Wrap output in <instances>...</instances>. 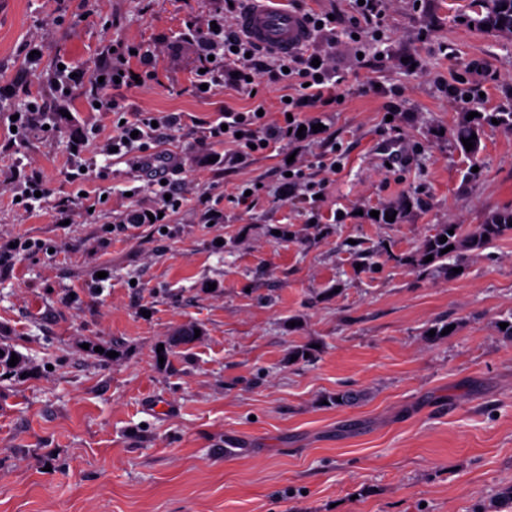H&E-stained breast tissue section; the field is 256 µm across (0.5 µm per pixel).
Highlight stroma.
Listing matches in <instances>:
<instances>
[{
    "label": "stroma",
    "instance_id": "1",
    "mask_svg": "<svg viewBox=\"0 0 512 512\" xmlns=\"http://www.w3.org/2000/svg\"><path fill=\"white\" fill-rule=\"evenodd\" d=\"M223 9L0 0V84L28 68L31 94L49 100L57 62L90 68L113 45H140L156 78L108 98L183 115L156 143L181 168L165 230L124 225V211L157 206V188L132 157L106 154L112 115L80 95L49 131L0 154V249L34 244L0 269V345L22 359L0 367V512H507L512 342L496 322L512 312V237L469 253L452 281L396 258L435 225L470 228L512 207V132L484 127L465 153L454 137L464 109L443 90L470 91L474 112H511L512 33L473 26L478 0H386L366 62L336 35L343 100L306 115L322 131L239 164L204 121L257 101L278 119L285 90L264 80L255 99L221 85L192 93L193 40ZM28 43L43 49L33 66ZM409 57L421 70L404 69ZM366 83L380 92L362 93ZM391 89L402 109L390 116ZM81 135L90 172L74 181L69 145ZM395 143L405 157L391 165ZM19 160L44 176L31 213L7 178ZM289 161L319 194L281 195ZM246 186L247 207L236 201ZM411 192L423 204L405 223L369 219ZM62 197L68 225L53 208ZM208 206L223 223H204ZM353 240L387 245L379 272L358 269ZM441 319L457 333L428 341ZM183 327L199 337L168 347ZM345 391L357 401L336 404Z\"/></svg>",
    "mask_w": 512,
    "mask_h": 512
}]
</instances>
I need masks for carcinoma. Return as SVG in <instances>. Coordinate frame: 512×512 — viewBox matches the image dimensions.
Masks as SVG:
<instances>
[{
    "mask_svg": "<svg viewBox=\"0 0 512 512\" xmlns=\"http://www.w3.org/2000/svg\"><path fill=\"white\" fill-rule=\"evenodd\" d=\"M486 14L476 20L477 26H486V30L499 33H512V0H486ZM468 113H463L455 130L456 140L468 139L477 136L473 140V149L470 153H477L480 145L479 136L484 126L492 125V119L499 121V126L512 129V112H480L473 119H467ZM420 199L408 196L402 201L379 209V217L372 218L376 224L386 223V216L395 215L394 223L402 224L412 213V208L419 205ZM454 230L449 234L448 230ZM512 235V208H501L489 212L482 223L469 229L461 224H438L433 233L425 236L414 250L399 257L397 262L405 265L421 274L432 278H456L453 269L462 267L464 255L470 252L484 250L493 242L504 236ZM447 237V241L440 242L441 237ZM453 249L446 253L441 250L448 246ZM386 250L384 245H379L371 250H357L355 254L360 260L363 270L373 273L376 266L371 258ZM432 256L433 260L425 262L424 258Z\"/></svg>",
    "mask_w": 512,
    "mask_h": 512,
    "instance_id": "1",
    "label": "carcinoma"
}]
</instances>
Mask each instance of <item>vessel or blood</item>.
<instances>
[{
  "label": "vessel or blood",
  "mask_w": 512,
  "mask_h": 512,
  "mask_svg": "<svg viewBox=\"0 0 512 512\" xmlns=\"http://www.w3.org/2000/svg\"><path fill=\"white\" fill-rule=\"evenodd\" d=\"M236 24L250 41L278 55L299 51L313 37L305 16L278 7L276 0H252Z\"/></svg>",
  "instance_id": "obj_1"
}]
</instances>
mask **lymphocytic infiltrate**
Segmentation results:
<instances>
[{"label": "lymphocytic infiltrate", "instance_id": "1", "mask_svg": "<svg viewBox=\"0 0 512 512\" xmlns=\"http://www.w3.org/2000/svg\"><path fill=\"white\" fill-rule=\"evenodd\" d=\"M241 2L232 0L231 6L215 14V28L207 30L198 41L197 51L203 71L196 74L195 85L212 87L222 83L252 93L258 90L261 78L266 77L293 87L294 92L290 101L280 102L278 120L268 121L253 108L246 111L228 108L209 121V139L234 143V158L239 162L253 156L255 145L289 138L291 131L303 126L304 113L319 106L331 105L339 98L332 83L330 52L318 55L303 49L292 55L279 56L260 50L233 24ZM133 53L127 46H116L91 69H80L74 73L67 69L54 70L50 76L51 84L60 94L85 88L88 105H99L101 111L123 117L124 106L103 99L102 93L118 85L131 88L136 82L153 78L152 52L141 49L134 53L141 64L137 71L127 66V59ZM181 121L182 117L177 113L155 121L148 117L125 120L123 125L117 126L115 135L109 138L107 145L128 151L139 149L142 153L140 163L147 167L152 161L151 155L146 152L149 139L155 137L158 128H171L180 125Z\"/></svg>", "mask_w": 512, "mask_h": 512}]
</instances>
